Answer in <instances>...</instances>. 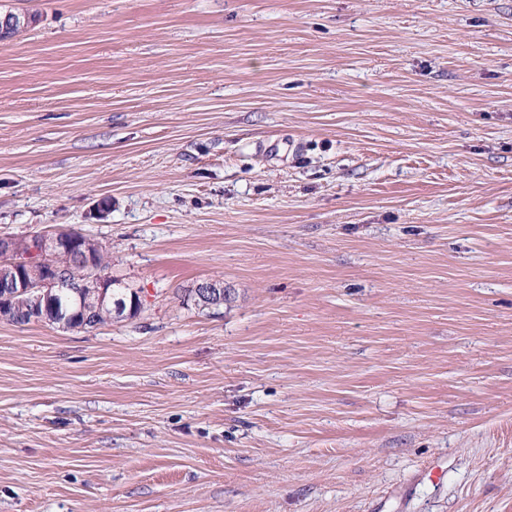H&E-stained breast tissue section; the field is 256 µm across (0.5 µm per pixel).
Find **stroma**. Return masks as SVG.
I'll return each instance as SVG.
<instances>
[{
    "label": "stroma",
    "mask_w": 512,
    "mask_h": 512,
    "mask_svg": "<svg viewBox=\"0 0 512 512\" xmlns=\"http://www.w3.org/2000/svg\"><path fill=\"white\" fill-rule=\"evenodd\" d=\"M7 13L0 236L142 308L0 320V512H512V0ZM91 247L96 251L92 250V255L95 256L99 263L103 264L105 268L112 267V257L107 252L104 253L103 248L97 250L95 248L94 241L91 240ZM83 274L79 280L81 288H85L88 293H95L98 295L99 303L105 305L106 302H112L114 294L116 298H122L126 304H130V298L132 296L130 287L123 284L120 280L112 276V270H104L98 262L92 260L91 255H86V258L81 257ZM119 285L125 288L112 289V286ZM121 290V291H119ZM124 290H128L124 292ZM125 296V297H123ZM191 288L195 303L199 300L202 302L211 301L217 304L231 301L229 297L224 299V282L219 279L204 280Z\"/></svg>",
    "instance_id": "35a3bbf8"
}]
</instances>
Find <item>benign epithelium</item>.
<instances>
[{"label": "benign epithelium", "instance_id": "1", "mask_svg": "<svg viewBox=\"0 0 512 512\" xmlns=\"http://www.w3.org/2000/svg\"><path fill=\"white\" fill-rule=\"evenodd\" d=\"M32 24L27 15L8 14L0 23V35ZM77 231L60 229L53 234L33 232L23 237H0V304L6 306L22 296L32 306L72 287L70 279L56 265V256L70 249ZM81 287L98 295L99 303L112 301V286L122 282L88 255L82 259ZM192 296L202 302H224V282L204 280L192 286Z\"/></svg>", "mask_w": 512, "mask_h": 512}]
</instances>
